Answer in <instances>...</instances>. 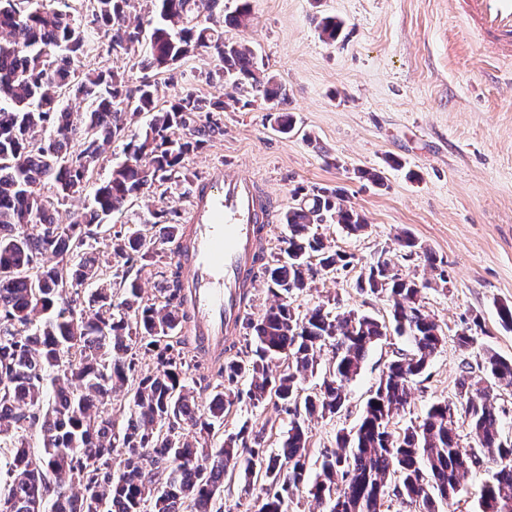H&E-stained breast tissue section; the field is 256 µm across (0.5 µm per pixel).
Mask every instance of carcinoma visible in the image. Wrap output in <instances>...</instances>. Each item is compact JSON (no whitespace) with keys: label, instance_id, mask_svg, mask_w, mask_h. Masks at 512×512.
<instances>
[{"label":"carcinoma","instance_id":"cac0c4a2","mask_svg":"<svg viewBox=\"0 0 512 512\" xmlns=\"http://www.w3.org/2000/svg\"><path fill=\"white\" fill-rule=\"evenodd\" d=\"M30 3L0 0V449L10 456L0 480V502L9 508L0 512H224L227 478L263 482L255 512H285L303 488L328 512H381L389 494L414 512H436L484 464L493 474L479 489L476 512H512V440L501 434L491 394L496 382L512 384V359L487 351L479 374L462 369L455 399L391 427L445 334L419 303L428 283L387 262L366 266L357 288L386 295L394 330L413 351L387 364L357 426L336 434V449L320 452V471L308 481L305 418L339 414L369 348L387 336V325L370 315L334 314L323 304L299 314L292 306V295L308 286V258L319 257L325 271L353 264L312 231L329 215L349 234L368 227L340 189L318 188L283 214L285 247L259 268L274 303L256 319L246 313L253 349L245 359L209 357L195 346L178 267L166 266L151 300L128 277L137 262L154 259L155 244L183 234L177 210L150 202L151 189L192 188L185 157L224 132V101L185 86L182 61L211 56L209 83L232 78L233 90L272 104L280 132L294 130L282 83L251 49L224 37L250 19L251 0L231 14L223 0H88L83 13L71 0ZM318 27L334 42L342 21L324 16ZM147 32L143 65L166 74L174 89L163 108L147 78L130 87L109 68L81 69L90 53L138 49ZM142 114L151 118L136 130ZM116 141L126 160L94 182ZM47 184L59 203L91 185L92 204L61 224L42 192ZM138 199L149 218L99 248L101 228ZM325 348L331 357L322 367ZM317 371L321 382L305 391L307 373ZM121 388L128 405L115 407L112 393ZM197 389L214 391L204 410ZM245 398L293 416L280 453L266 454L263 433L246 424L215 445L224 418ZM457 405L471 422V448L457 440ZM34 426L37 458L24 438Z\"/></svg>","mask_w":512,"mask_h":512}]
</instances>
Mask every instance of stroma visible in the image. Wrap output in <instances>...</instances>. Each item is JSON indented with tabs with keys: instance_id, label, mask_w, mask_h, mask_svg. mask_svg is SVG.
<instances>
[{
	"instance_id": "stroma-1",
	"label": "stroma",
	"mask_w": 512,
	"mask_h": 512,
	"mask_svg": "<svg viewBox=\"0 0 512 512\" xmlns=\"http://www.w3.org/2000/svg\"><path fill=\"white\" fill-rule=\"evenodd\" d=\"M323 14L344 23L336 43L321 35ZM226 35L255 50L285 86L295 129L278 132L269 102L240 93L221 114L223 136L187 156L185 167L202 175L232 159L260 180L277 217L297 204L295 189L337 186L368 220L358 236L331 219L318 225L355 261L328 273L310 258L311 287L294 295L296 311L333 299L337 311L389 321L387 298L356 286L363 266L380 257L421 281L434 276L423 257L429 251L448 275L421 291L445 341L393 428L453 399L463 367L481 366L487 351L512 358V327L498 316L512 307V63L486 61L453 0H252L251 21ZM363 169L380 172L383 185L360 178ZM402 232L417 249L398 248ZM467 327L477 341L465 349L457 335ZM411 350L392 331L369 349L343 411L309 421L313 450L335 448L386 364ZM271 417L276 425L263 444L274 454L291 417L272 406L241 403L224 431L244 423L257 430Z\"/></svg>"
}]
</instances>
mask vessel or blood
Here are the masks:
<instances>
[{
  "label": "vessel or blood",
  "mask_w": 512,
  "mask_h": 512,
  "mask_svg": "<svg viewBox=\"0 0 512 512\" xmlns=\"http://www.w3.org/2000/svg\"><path fill=\"white\" fill-rule=\"evenodd\" d=\"M454 2L487 56L512 60V0ZM272 222V206L253 175L217 168L199 181L173 262L182 270L191 333L202 349L220 352L225 337L241 332L242 293L255 285Z\"/></svg>",
  "instance_id": "obj_1"
}]
</instances>
